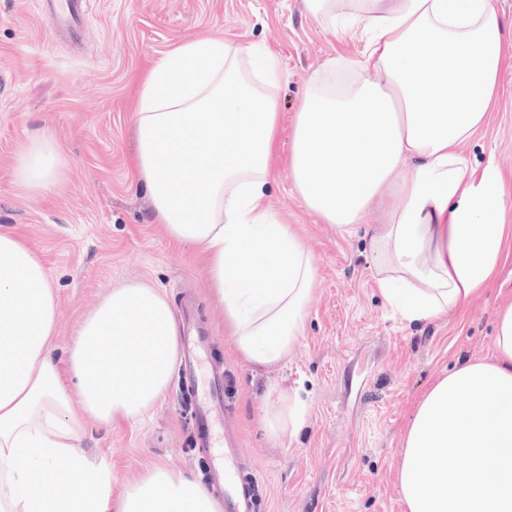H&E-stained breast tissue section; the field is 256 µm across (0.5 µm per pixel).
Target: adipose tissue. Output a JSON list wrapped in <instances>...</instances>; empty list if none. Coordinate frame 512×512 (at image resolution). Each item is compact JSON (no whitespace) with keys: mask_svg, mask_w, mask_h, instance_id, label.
<instances>
[{"mask_svg":"<svg viewBox=\"0 0 512 512\" xmlns=\"http://www.w3.org/2000/svg\"><path fill=\"white\" fill-rule=\"evenodd\" d=\"M361 59L316 71L291 140L295 191L320 221L373 227L376 281L410 325L469 304L512 250L508 199L494 163L470 142L499 99L512 22L493 0H355ZM273 55L206 37L168 52L132 101V175L153 221L176 245L201 250L213 302L241 358L285 362L302 335L314 262L267 191L279 108ZM63 165L43 135L20 148L15 178L48 192ZM55 291L37 254L0 230V512H224L201 482L155 467L112 499V471L82 445L92 425L137 423L164 397L180 349L165 292L113 289L84 317L68 372L54 357ZM491 359L439 378L404 437L397 481L407 512H512V303L496 314ZM263 428L280 441L303 424L297 398L277 391Z\"/></svg>","mask_w":512,"mask_h":512,"instance_id":"obj_1","label":"adipose tissue"}]
</instances>
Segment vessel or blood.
<instances>
[{"label":"vessel or blood","instance_id":"b4317fda","mask_svg":"<svg viewBox=\"0 0 512 512\" xmlns=\"http://www.w3.org/2000/svg\"><path fill=\"white\" fill-rule=\"evenodd\" d=\"M39 14L56 34L78 37L87 24L84 0H36ZM183 354L187 364L183 382L194 399L197 421L196 442L212 449L209 468L215 485L224 494V512H262L263 502L256 478L240 480L238 448L233 438L217 442L216 430L224 422V405L219 395V383L204 374L209 344L193 322L183 327Z\"/></svg>","mask_w":512,"mask_h":512}]
</instances>
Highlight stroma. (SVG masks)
<instances>
[{"instance_id":"1","label":"stroma","mask_w":512,"mask_h":512,"mask_svg":"<svg viewBox=\"0 0 512 512\" xmlns=\"http://www.w3.org/2000/svg\"><path fill=\"white\" fill-rule=\"evenodd\" d=\"M80 40L55 35L35 0H0V229L23 237L57 294L55 355L113 288L145 283L172 306L192 298L209 337L208 369L224 376V397L244 474L256 476L264 512H405L398 490L401 443L421 395L443 372L493 355L497 309L512 299V258L463 310L420 325L402 323L375 280L369 236L346 234L310 214L288 167L293 121L304 87L333 55L359 57V35L333 33L304 0H86ZM204 36L266 48L282 74L273 87L282 112L271 212L292 226L317 267L318 285L286 364L251 368L224 333L209 298L205 258L174 247L152 218L147 189L133 182L132 96L172 49ZM52 136L64 165L53 188L34 196L14 178L28 138ZM475 165L494 161L512 193V52L502 99L469 146ZM287 390L306 420L281 444L269 442L262 411L268 387ZM84 447L112 470L113 496L154 466L207 479L209 451L195 444L188 395L171 375L166 396L141 424L89 430Z\"/></svg>"}]
</instances>
